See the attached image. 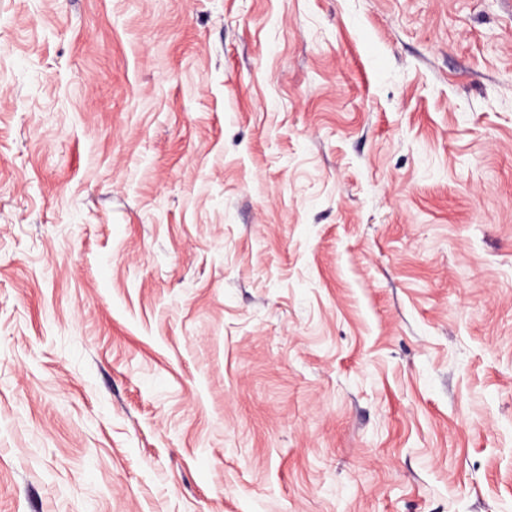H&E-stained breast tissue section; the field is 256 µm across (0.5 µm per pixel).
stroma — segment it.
<instances>
[{"label": "stroma", "mask_w": 512, "mask_h": 512, "mask_svg": "<svg viewBox=\"0 0 512 512\" xmlns=\"http://www.w3.org/2000/svg\"><path fill=\"white\" fill-rule=\"evenodd\" d=\"M0 512H512V0H0Z\"/></svg>", "instance_id": "1"}]
</instances>
